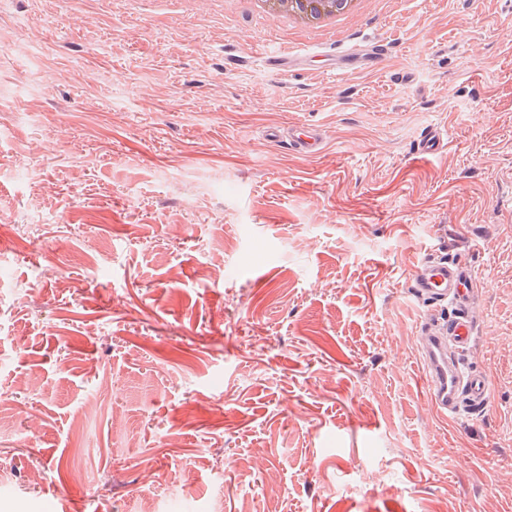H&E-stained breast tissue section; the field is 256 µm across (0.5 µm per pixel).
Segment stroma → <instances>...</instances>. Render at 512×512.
Wrapping results in <instances>:
<instances>
[{
    "label": "stroma",
    "mask_w": 512,
    "mask_h": 512,
    "mask_svg": "<svg viewBox=\"0 0 512 512\" xmlns=\"http://www.w3.org/2000/svg\"><path fill=\"white\" fill-rule=\"evenodd\" d=\"M131 2L0 0V512H512V0L333 33ZM354 39L395 49L330 75ZM267 45L316 58L276 75ZM296 122L320 153L268 139ZM429 253L476 272L459 361L490 382L448 423ZM448 147L447 129L441 126H430L419 140L416 150L423 155L434 156Z\"/></svg>",
    "instance_id": "35a3bbf8"
}]
</instances>
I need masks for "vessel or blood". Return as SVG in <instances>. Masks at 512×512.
<instances>
[{"instance_id": "1", "label": "vessel or blood", "mask_w": 512, "mask_h": 512, "mask_svg": "<svg viewBox=\"0 0 512 512\" xmlns=\"http://www.w3.org/2000/svg\"><path fill=\"white\" fill-rule=\"evenodd\" d=\"M385 52L376 45L346 49L326 55L327 69L337 73L349 69H376ZM307 55L279 50L267 51L264 62L278 73H286L305 64ZM276 142H285L301 153L319 152L324 139L317 127L308 124L292 125L269 131ZM448 146V132L444 127L430 126L419 140L420 154L434 156ZM475 284V272L461 261L443 257L422 259L410 275V288L416 299L444 306H463ZM428 341L421 350V363L427 386V402L445 418H456L470 410L483 409L489 400L490 388L485 375L465 372L448 360L449 352H462L469 342L473 327L465 315L431 324L426 329Z\"/></svg>"}]
</instances>
